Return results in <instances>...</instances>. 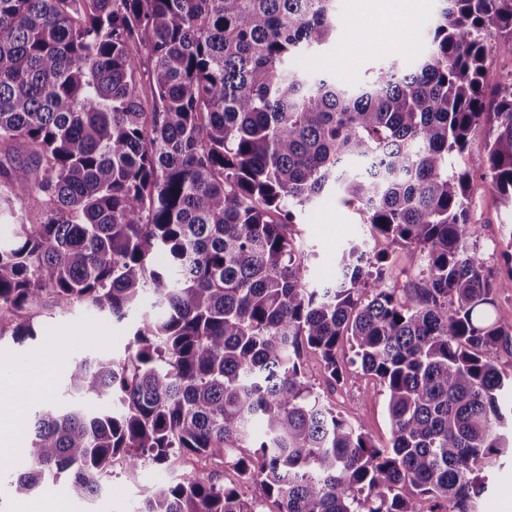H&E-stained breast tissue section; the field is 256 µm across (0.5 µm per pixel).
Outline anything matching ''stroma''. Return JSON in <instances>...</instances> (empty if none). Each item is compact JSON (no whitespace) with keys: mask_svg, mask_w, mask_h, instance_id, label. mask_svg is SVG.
<instances>
[{"mask_svg":"<svg viewBox=\"0 0 512 512\" xmlns=\"http://www.w3.org/2000/svg\"><path fill=\"white\" fill-rule=\"evenodd\" d=\"M438 7L437 0H417L416 19L411 28L409 45H390L379 39L378 20L362 12L356 0H337L336 38L320 52L298 60L300 68L330 75L339 84L359 86L369 81L382 65L394 62L403 68L418 62L427 45L428 31ZM475 204V218L480 225L477 244L488 266L499 267V252L495 245L505 230L512 228V210L500 205L493 191L481 181L471 186ZM315 257L310 266V279L320 283L333 273L338 253L349 243L366 241L372 253L392 250L382 237L370 236L366 225L352 206L329 196L306 211L301 222L293 228ZM395 251V250H392ZM398 264L411 262L407 250L395 251ZM140 314L116 321L95 315L86 307L74 306L61 314L45 309L39 317L36 339L14 344L10 336L0 337V370L23 367L35 357L51 358L63 353L55 373V396H62L63 382L70 366L83 358L89 350L124 355ZM304 363L310 381L317 392L324 395L342 416L367 433L380 447L388 446L391 427L385 397L376 380L363 376L359 370H349L343 383L330 387L323 364L312 352H305ZM199 472L217 473L228 486H238L244 497L258 496L255 486L242 484L233 468L219 461H205L194 456H183L169 466L148 464L136 473H128L121 460H114L108 479L112 485L111 497L101 499L88 507L71 499L66 479H59L48 491L49 497L68 500L70 512H132L143 491L161 483H176ZM474 512H512V461L504 460L489 476L486 491L477 498Z\"/></svg>","mask_w":512,"mask_h":512,"instance_id":"1","label":"stroma"}]
</instances>
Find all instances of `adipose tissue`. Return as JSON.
<instances>
[{
  "label": "adipose tissue",
  "mask_w": 512,
  "mask_h": 512,
  "mask_svg": "<svg viewBox=\"0 0 512 512\" xmlns=\"http://www.w3.org/2000/svg\"><path fill=\"white\" fill-rule=\"evenodd\" d=\"M54 389V366L46 360L17 372L0 374L1 453L9 452L16 427L29 407L47 400Z\"/></svg>",
  "instance_id": "ef3b65f1"
}]
</instances>
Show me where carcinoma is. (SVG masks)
I'll list each match as a JSON object with an SVG mask.
<instances>
[{
	"mask_svg": "<svg viewBox=\"0 0 512 512\" xmlns=\"http://www.w3.org/2000/svg\"><path fill=\"white\" fill-rule=\"evenodd\" d=\"M335 30L336 0H0V322L21 344L46 307L159 310L38 405L15 496L196 455L259 496L199 474L136 512H472L512 456L489 358L512 248L488 268L470 193L512 208V77L483 82L512 0H440L422 60L358 88L292 65ZM330 194L415 266L352 245L312 285L289 227ZM308 349L332 387L349 363L379 381L390 447L315 390Z\"/></svg>",
	"mask_w": 512,
	"mask_h": 512,
	"instance_id": "obj_1",
	"label": "carcinoma"
}]
</instances>
